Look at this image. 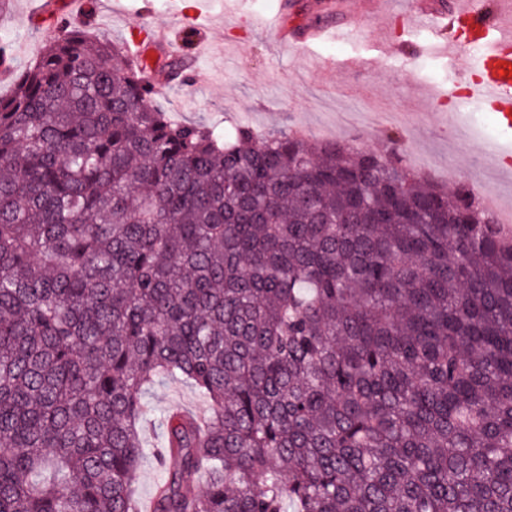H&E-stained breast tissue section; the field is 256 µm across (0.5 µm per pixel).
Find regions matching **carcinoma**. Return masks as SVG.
<instances>
[{
	"mask_svg": "<svg viewBox=\"0 0 512 512\" xmlns=\"http://www.w3.org/2000/svg\"><path fill=\"white\" fill-rule=\"evenodd\" d=\"M88 25L0 97V512H139L165 378L152 512H512V233L391 137L173 122ZM144 399L151 411L142 431L147 451L138 468L136 489L140 500L148 503L161 478V470L152 453V448H156L160 442L158 417L168 409H180L194 415L205 414L207 404L191 385L180 380H164L148 387Z\"/></svg>",
	"mask_w": 512,
	"mask_h": 512,
	"instance_id": "1",
	"label": "carcinoma"
}]
</instances>
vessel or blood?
<instances>
[{
  "label": "vessel or blood",
  "instance_id": "obj_1",
  "mask_svg": "<svg viewBox=\"0 0 512 512\" xmlns=\"http://www.w3.org/2000/svg\"><path fill=\"white\" fill-rule=\"evenodd\" d=\"M414 14L429 16L434 40L432 51L456 60L464 51V44L452 34L455 23L464 22L471 40L482 49L476 74H462L467 85L466 99L495 112L500 121L512 127V0H462L453 13L433 10L431 0H411ZM262 26L275 31L281 42L298 40L311 42L332 38L331 27L314 25L301 32L288 30L280 15L261 18ZM164 29L145 25L132 37L128 51L133 63L143 64L145 49L165 41Z\"/></svg>",
  "mask_w": 512,
  "mask_h": 512
}]
</instances>
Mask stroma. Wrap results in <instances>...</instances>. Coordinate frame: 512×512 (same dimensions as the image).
Returning a JSON list of instances; mask_svg holds the SVG:
<instances>
[{"mask_svg": "<svg viewBox=\"0 0 512 512\" xmlns=\"http://www.w3.org/2000/svg\"><path fill=\"white\" fill-rule=\"evenodd\" d=\"M60 2L9 0L0 12V45L12 48L17 69L33 63L46 37L57 34L55 20L40 23L35 15L48 6L59 8ZM207 3L205 28L196 31L177 20L171 0H95L93 32L122 46L133 27L168 28L169 43L155 47L153 58L187 56L197 73L191 82L161 83L154 101L173 121L217 130L235 124L261 133L299 130L313 141L338 138L373 150L384 149L386 135L393 133L404 164L428 169L436 185L484 177L500 206L512 209V133L503 130L494 113L465 109L454 73L471 69L472 57L463 55L451 64L423 53L429 19L406 18V0H387L385 13L362 16L357 39L318 42L304 58L271 31L240 19L245 9L276 10L277 0H239L236 13L230 12L229 0ZM144 5L149 14H141ZM383 35L400 47V54L379 53L377 39ZM351 55L367 57L369 68L345 70L343 62ZM144 399L150 413L142 431L146 454L136 489L146 502L161 478L152 453L160 442L159 416L170 409L203 414L207 404L180 380L148 387Z\"/></svg>", "mask_w": 512, "mask_h": 512, "instance_id": "35a3bbf8", "label": "stroma"}]
</instances>
